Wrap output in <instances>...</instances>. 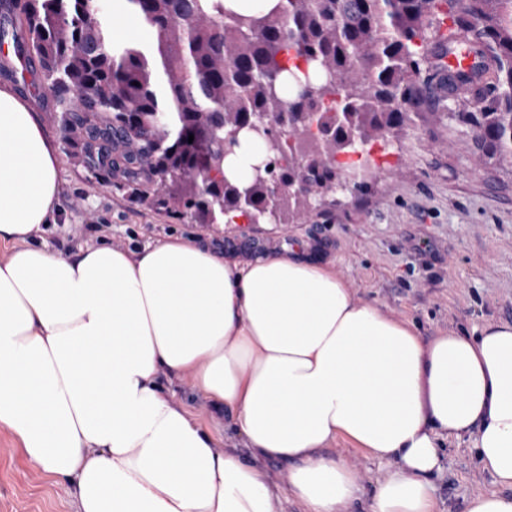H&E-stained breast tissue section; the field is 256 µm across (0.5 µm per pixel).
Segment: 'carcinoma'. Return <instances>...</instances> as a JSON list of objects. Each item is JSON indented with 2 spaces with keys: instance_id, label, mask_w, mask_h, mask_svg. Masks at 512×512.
Wrapping results in <instances>:
<instances>
[{
  "instance_id": "1",
  "label": "carcinoma",
  "mask_w": 512,
  "mask_h": 512,
  "mask_svg": "<svg viewBox=\"0 0 512 512\" xmlns=\"http://www.w3.org/2000/svg\"><path fill=\"white\" fill-rule=\"evenodd\" d=\"M144 37L118 40L98 0H0V45L60 113L64 150L180 220L254 213L306 222L336 186V158L418 119L421 66L466 46L458 81L494 82L467 125L477 162H512V0H280L236 13L224 0H115ZM266 125L246 191L224 179L239 134ZM193 142H188L189 135ZM145 156L151 170L132 166Z\"/></svg>"
}]
</instances>
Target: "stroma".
I'll list each match as a JSON object with an SVG mask.
<instances>
[{
	"mask_svg": "<svg viewBox=\"0 0 512 512\" xmlns=\"http://www.w3.org/2000/svg\"><path fill=\"white\" fill-rule=\"evenodd\" d=\"M435 73L432 66L422 72L432 88L422 109L439 119L414 123L387 144L398 166L369 179L366 193L339 194L328 213L286 228L197 224L155 210L135 199L127 184L96 179L68 158L60 149L56 114L34 107L47 139L59 148L58 222L38 243L72 253L92 243L133 250L175 235L194 236L216 253L239 257L295 245L310 258L335 261L357 296L414 323L423 338L448 330L476 336L488 322L512 323V172L478 164L469 128L450 118L471 111L485 88L453 96L435 89ZM168 390L211 428L219 447L235 445L232 431L213 424L189 379L170 383ZM330 453L355 469L365 495L396 468L343 439ZM441 454L442 471L432 480L437 512H465L472 497L503 493L480 466L472 438L445 441ZM0 512H75L68 483L33 469L5 431Z\"/></svg>",
	"mask_w": 512,
	"mask_h": 512,
	"instance_id": "35a3bbf8",
	"label": "stroma"
}]
</instances>
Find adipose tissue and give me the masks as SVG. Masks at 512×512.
Masks as SVG:
<instances>
[{
  "label": "adipose tissue",
  "mask_w": 512,
  "mask_h": 512,
  "mask_svg": "<svg viewBox=\"0 0 512 512\" xmlns=\"http://www.w3.org/2000/svg\"><path fill=\"white\" fill-rule=\"evenodd\" d=\"M249 135L224 159L250 181ZM55 147L0 88V430L71 482L77 512H282L267 462L287 463L301 512H342L361 489L327 449L344 439L396 470L368 512H436L440 446L471 436L512 488V323L424 339L298 250L228 258L187 238L136 250L35 243L58 213ZM190 378L240 444L161 385Z\"/></svg>",
  "instance_id": "1"
}]
</instances>
